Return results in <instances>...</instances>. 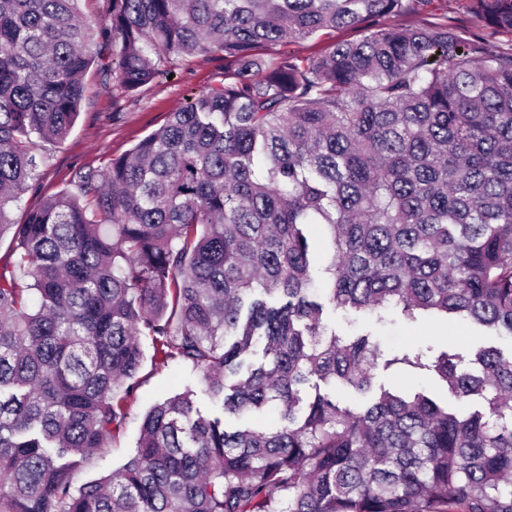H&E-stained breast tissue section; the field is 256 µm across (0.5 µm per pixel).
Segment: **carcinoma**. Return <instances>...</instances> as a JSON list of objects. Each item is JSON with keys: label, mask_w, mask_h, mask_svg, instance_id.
Segmentation results:
<instances>
[{"label": "carcinoma", "mask_w": 512, "mask_h": 512, "mask_svg": "<svg viewBox=\"0 0 512 512\" xmlns=\"http://www.w3.org/2000/svg\"><path fill=\"white\" fill-rule=\"evenodd\" d=\"M0 0V512H512V357L384 354L326 307L467 318L512 336V0H467L486 35L432 0ZM364 28L328 54L268 64L264 43ZM134 91L162 60L228 66L102 169L12 224L37 187L40 143L65 138L99 57ZM331 254L316 281L308 228ZM23 271L30 282H23ZM203 374L145 414L112 474L81 485L129 415L142 339ZM427 371L459 404L379 388ZM273 408L280 425L243 423ZM430 10L436 16H432L429 13H409L381 19L380 23L419 26L427 21H433L434 17H439L448 19L449 23L466 29L474 36H483L485 34L482 23L468 11L466 0H434ZM312 383H317L320 386L321 393L328 394L336 403L341 407H348L352 410H359L366 403V397L356 392L348 386L334 382L333 380L323 382L316 377L312 378Z\"/></svg>", "instance_id": "obj_1"}]
</instances>
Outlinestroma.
Returning a JSON list of instances; mask_svg holds the SVG:
<instances>
[{
	"mask_svg": "<svg viewBox=\"0 0 512 512\" xmlns=\"http://www.w3.org/2000/svg\"><path fill=\"white\" fill-rule=\"evenodd\" d=\"M434 16L447 19L472 35L485 33L481 22L468 11L467 0H433L430 12L403 14L397 16L396 21L418 26ZM361 36V29L343 28L287 44H268L260 53L268 58L286 53L300 58L319 57L328 53L335 43L355 41ZM224 65V56L220 53L176 58L167 63L166 74L131 93L122 91L116 79L104 78L100 65H93L86 75V92L73 128L63 140L41 145L46 162L40 169L38 189L27 192L21 206L10 210L11 222L23 223L28 208L38 204L42 197L62 191L77 192L80 171L103 168L112 158L128 152L163 126L169 114L177 111L189 97L208 87ZM323 320L347 338L371 334L387 354L446 348L467 363L476 348L493 346L512 355V336L478 332L462 319L408 321L392 311L385 321L379 322L365 314L339 309L327 311ZM144 352L146 357L139 372L141 383L129 402L126 426L101 454L81 464L75 473L77 483L111 474L128 460L139 436L141 418L156 401L188 388L202 390L200 371L154 356L152 346H145ZM374 384L401 392L422 389L442 402L448 397L444 384L437 378L406 366L377 370Z\"/></svg>",
	"mask_w": 512,
	"mask_h": 512,
	"instance_id": "35a3bbf8",
	"label": "stroma"
}]
</instances>
